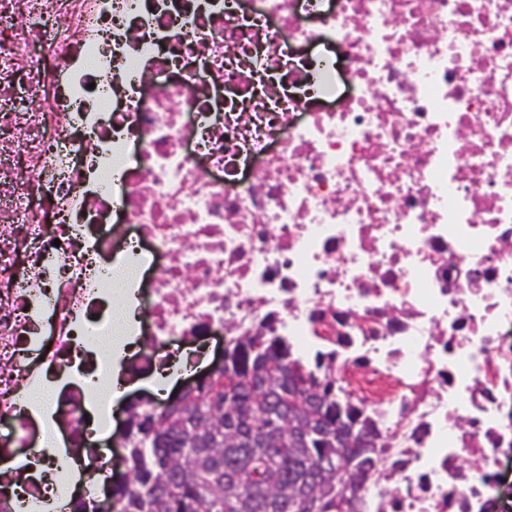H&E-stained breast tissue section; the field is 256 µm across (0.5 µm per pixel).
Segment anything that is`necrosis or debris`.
<instances>
[{
  "label": "necrosis or debris",
  "mask_w": 512,
  "mask_h": 512,
  "mask_svg": "<svg viewBox=\"0 0 512 512\" xmlns=\"http://www.w3.org/2000/svg\"><path fill=\"white\" fill-rule=\"evenodd\" d=\"M257 335L384 436L360 512H512V0H0V512H112L95 385Z\"/></svg>",
  "instance_id": "obj_1"
}]
</instances>
